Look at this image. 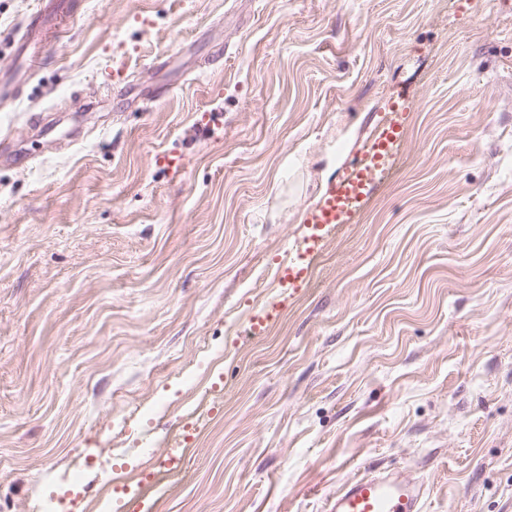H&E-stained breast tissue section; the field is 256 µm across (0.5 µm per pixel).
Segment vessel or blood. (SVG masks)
<instances>
[{
	"mask_svg": "<svg viewBox=\"0 0 512 512\" xmlns=\"http://www.w3.org/2000/svg\"><path fill=\"white\" fill-rule=\"evenodd\" d=\"M402 115L394 112L376 126L377 133L330 186L322 201L307 216V234L288 251L279 271L284 291L248 318L251 334L263 333L274 323L288 297L301 294L310 281V263L337 225L350 223L367 202L381 175L393 165L399 143ZM426 486L410 472L394 469L352 478L325 504V512H422Z\"/></svg>",
	"mask_w": 512,
	"mask_h": 512,
	"instance_id": "b4317fda",
	"label": "vessel or blood"
}]
</instances>
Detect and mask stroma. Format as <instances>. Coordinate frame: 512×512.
<instances>
[{
  "label": "stroma",
  "mask_w": 512,
  "mask_h": 512,
  "mask_svg": "<svg viewBox=\"0 0 512 512\" xmlns=\"http://www.w3.org/2000/svg\"><path fill=\"white\" fill-rule=\"evenodd\" d=\"M39 2L0 0V512H121L162 453L150 512H323L393 467L512 512V0H78L29 77ZM395 103L397 169L246 333Z\"/></svg>",
  "instance_id": "35a3bbf8"
}]
</instances>
